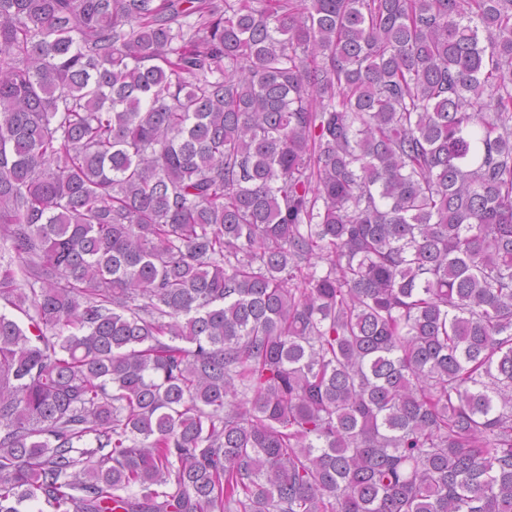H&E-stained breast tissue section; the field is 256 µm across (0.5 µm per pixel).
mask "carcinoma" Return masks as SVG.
I'll return each mask as SVG.
<instances>
[{
	"instance_id": "1",
	"label": "carcinoma",
	"mask_w": 512,
	"mask_h": 512,
	"mask_svg": "<svg viewBox=\"0 0 512 512\" xmlns=\"http://www.w3.org/2000/svg\"><path fill=\"white\" fill-rule=\"evenodd\" d=\"M2 249L0 512H512V0H0Z\"/></svg>"
}]
</instances>
